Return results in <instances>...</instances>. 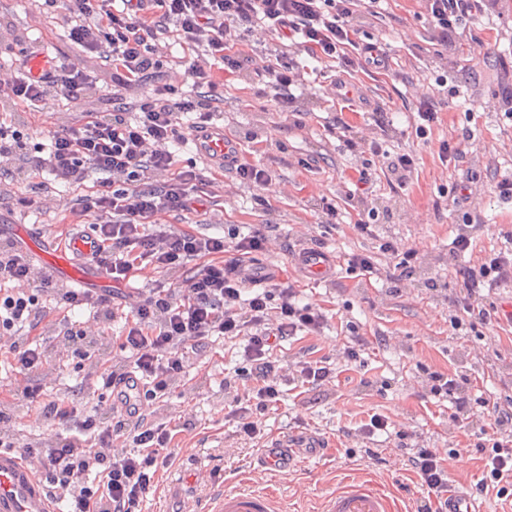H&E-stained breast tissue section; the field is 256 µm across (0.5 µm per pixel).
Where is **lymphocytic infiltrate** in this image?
Segmentation results:
<instances>
[{"label": "lymphocytic infiltrate", "mask_w": 512, "mask_h": 512, "mask_svg": "<svg viewBox=\"0 0 512 512\" xmlns=\"http://www.w3.org/2000/svg\"><path fill=\"white\" fill-rule=\"evenodd\" d=\"M380 0H28L43 22L63 18L67 37L84 52L97 55L112 70V109L78 112L73 121L55 126L46 144L35 146L27 126L0 122V171L17 166L20 173H42L65 186H81L95 178L82 213L96 216L93 231L99 248L93 257L112 280L101 293L61 291L52 279L34 278L28 256L11 241L0 240V352L11 355L17 373L38 371L46 360L41 345L26 337L60 309L88 312L102 323L123 320L121 347L127 367H112L108 381L125 370L145 382L143 398L170 394L176 378L190 365L203 342L217 336L244 343L243 364L225 386L238 392L227 415L240 438L263 435L261 419L280 402L283 392L273 377L281 339L297 333L317 334L329 322L325 309L300 302L294 285L268 282L245 291L237 270L245 258L264 252L271 223L251 225L248 233L228 230L223 236L170 230L161 217L170 212L203 209L210 182L196 165H179L174 148L188 129L212 122L220 80L250 79L275 91L281 114L296 112V90L310 88L314 64L333 72L330 82L340 99L352 103L359 88L352 77L369 69L389 70L382 42L364 25L376 15ZM428 15L440 60L455 51L469 21L494 9L499 0H420ZM61 6L62 16L52 14ZM262 27L272 44L254 52L248 41ZM175 41L176 56L160 47ZM41 76L19 64L13 77L0 81V102H40L55 91L82 99L98 80L80 63L53 56ZM156 81L152 95L129 111L127 93ZM353 151L365 154L356 189L367 192L372 165H379L390 187H403L417 167L410 153H392L374 138L357 137ZM169 180L154 186L155 172ZM505 248L458 266V313L454 329L485 322L488 294L512 285V233ZM420 261L414 249L394 239H380L377 253L349 255L347 269L359 277L391 283L412 278ZM178 272L175 281L157 284L123 311L115 299L122 286L145 270ZM427 387L448 401L454 426L470 431L475 415L485 425L478 431L477 452L485 456L475 495L512 491V398L472 397L458 376L434 371ZM47 420L61 427L55 444L41 450L0 431V447L19 449L51 484L50 495L67 512H142L155 475L167 466L173 439L164 422L127 417L114 410L84 408L65 399L43 406ZM410 465L426 494L414 512H434L448 492V471L435 448L416 449Z\"/></svg>", "instance_id": "obj_1"}]
</instances>
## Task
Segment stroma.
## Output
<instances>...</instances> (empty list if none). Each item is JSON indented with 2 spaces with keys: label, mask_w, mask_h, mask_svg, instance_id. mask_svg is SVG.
<instances>
[{
  "label": "stroma",
  "mask_w": 512,
  "mask_h": 512,
  "mask_svg": "<svg viewBox=\"0 0 512 512\" xmlns=\"http://www.w3.org/2000/svg\"><path fill=\"white\" fill-rule=\"evenodd\" d=\"M381 8L383 15L371 31L384 44L396 74L358 73L363 98L352 110L341 112L335 100L301 94L304 127L285 135L279 130L284 117L272 92H260L258 85L241 81L225 83L219 104L225 130L248 125L263 150L262 161L286 188L285 195L273 199L272 214L255 205L254 188L239 184L233 171L227 170L214 174L207 204L211 216L184 212L163 218L175 229L204 234L268 221L278 224L267 255L275 275L298 284L305 301L328 308L332 315L320 334L283 341L280 365L285 368L305 357L324 358L335 367L336 378L319 390L285 391L265 417L264 436L243 440L236 436L224 409L228 400L224 375L241 365L243 344L215 337L206 340L203 353L169 396L147 407L153 419L174 426L187 421L191 427L175 435L173 462L158 470V489L148 496L144 512H182L187 502L206 501L221 477L230 489H275L290 512H306L344 478L366 477L392 492L403 512H410L421 488L408 459L423 446L446 455L449 488L467 492L482 477V455L452 426L448 402L429 393L426 374L463 376L475 397H512V293L500 290L491 295L487 320L476 330L453 329L455 308L450 298L456 279L448 263V249L465 217L474 221L477 256L499 249L504 232L512 231V203L501 201L494 191L497 179L512 175V117L491 106L500 84L512 83V72L504 70L512 63V0H501L497 13L471 24L470 34L482 41V53L473 55L468 46H460L444 71L417 0H383ZM0 21L10 25L9 34L0 39V65L15 63L22 48L30 45L73 58L78 55L66 38L64 22L39 24L25 0H0ZM425 84L434 87L438 120L423 140L415 135L411 94ZM110 93L111 84L105 81L88 101L72 102L52 93L33 107L7 104L0 108V121L27 122L33 143H42L54 125L69 121L73 112L90 106L111 111ZM379 110L391 120L379 135L384 149L413 152L419 166L402 189L390 190L382 177L374 183L368 203L382 214L377 231L398 236L415 249L423 261V276H439L443 290L432 292L408 280L396 293L387 281L365 285L347 270V255L374 251L376 242L356 235L350 226L352 208L346 195L354 187L352 177L360 160L343 142L326 136L323 123L338 112L350 125L363 129L373 124ZM466 128L475 135L476 153L467 155L458 168H444L438 158L440 141ZM279 140L284 150L276 149ZM253 144L243 143V153H251ZM461 181L470 182L473 196L454 208L445 193ZM0 182L12 184L16 197L31 201L23 210L15 204L0 207L1 234L21 219L34 231L46 232L54 243L71 236V209L83 196V188H65L46 174L30 178L8 174ZM326 201L335 202L341 212L339 226L321 236L324 251L338 260L336 275L312 283L288 260L287 227L300 218L316 222ZM119 331L115 324L95 337L90 358L70 359L55 350L41 371L26 376L14 372L0 356V411L9 416L0 429L18 433L26 442L51 446L55 432L42 421L38 403L22 402L16 395L26 387L37 390L41 400L60 397L87 407L111 402L112 389L101 365L123 361ZM356 335L363 336L367 345L360 361L351 363L343 351ZM374 413L391 422L389 431L379 434L373 445L380 455L376 461L367 457L355 435ZM280 435L294 444L289 451L292 467L283 478L264 474L258 462ZM309 436L318 437L321 447H303Z\"/></svg>",
  "instance_id": "35a3bbf8"
}]
</instances>
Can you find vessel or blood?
<instances>
[{"label":"vessel or blood","mask_w":512,"mask_h":512,"mask_svg":"<svg viewBox=\"0 0 512 512\" xmlns=\"http://www.w3.org/2000/svg\"><path fill=\"white\" fill-rule=\"evenodd\" d=\"M189 140L196 156L221 171L231 168L240 155L241 145L237 138L217 123L192 130ZM16 231L43 271L86 289L98 285L102 270L85 263L98 246L92 232H77L68 242L56 246L45 238L31 235L27 226H17ZM290 261L313 282L324 281L336 271L334 256L318 249H299L291 254ZM141 388L142 382L137 375L124 377L112 392L113 408L126 415L141 412L142 407L135 400V394ZM288 446L287 438L274 440L263 459L267 471L287 474L288 465L283 456ZM0 512H60L59 504L49 495L40 475L18 454L2 448ZM204 512H285V507L280 497L268 489L219 487L213 490ZM321 512H398V508L393 494L373 480L351 478L326 496Z\"/></svg>","instance_id":"1"}]
</instances>
